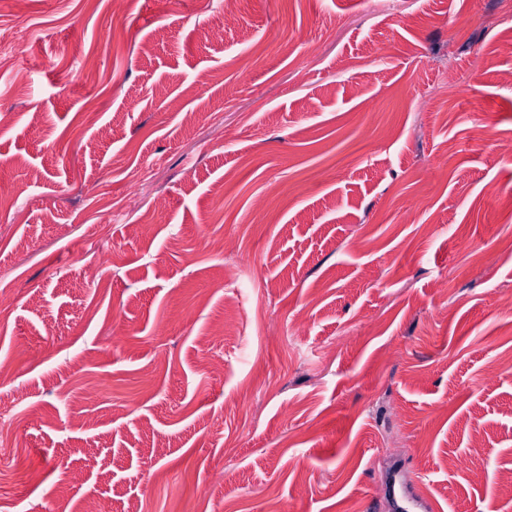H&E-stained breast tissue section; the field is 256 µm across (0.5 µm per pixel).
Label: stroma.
I'll return each instance as SVG.
<instances>
[{
  "label": "stroma",
  "mask_w": 512,
  "mask_h": 512,
  "mask_svg": "<svg viewBox=\"0 0 512 512\" xmlns=\"http://www.w3.org/2000/svg\"><path fill=\"white\" fill-rule=\"evenodd\" d=\"M219 2L0 0V512H512V0ZM412 482L398 466L391 465L380 479L379 497L372 502L371 510L377 511L378 504L385 501L394 512H424L429 510L428 503L408 489Z\"/></svg>",
  "instance_id": "stroma-1"
}]
</instances>
